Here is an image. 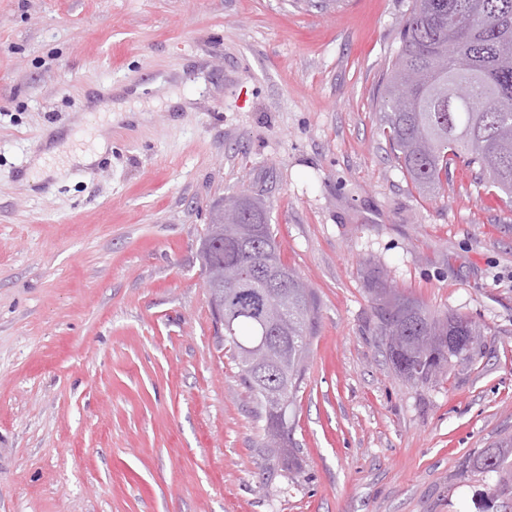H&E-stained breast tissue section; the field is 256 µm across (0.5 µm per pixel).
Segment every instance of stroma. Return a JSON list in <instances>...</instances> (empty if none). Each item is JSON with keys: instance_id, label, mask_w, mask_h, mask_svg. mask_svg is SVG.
<instances>
[{"instance_id": "obj_1", "label": "stroma", "mask_w": 512, "mask_h": 512, "mask_svg": "<svg viewBox=\"0 0 512 512\" xmlns=\"http://www.w3.org/2000/svg\"><path fill=\"white\" fill-rule=\"evenodd\" d=\"M411 7L0 0V512L512 506V460L468 463L512 434V201L459 167L422 194L395 161L378 89ZM65 132L107 149L30 174ZM243 192L318 308L286 464L216 342L199 257ZM370 267L471 318L480 348L402 379Z\"/></svg>"}]
</instances>
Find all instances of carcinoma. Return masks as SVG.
I'll return each mask as SVG.
<instances>
[{
    "label": "carcinoma",
    "mask_w": 512,
    "mask_h": 512,
    "mask_svg": "<svg viewBox=\"0 0 512 512\" xmlns=\"http://www.w3.org/2000/svg\"><path fill=\"white\" fill-rule=\"evenodd\" d=\"M400 50L381 93L382 132L401 169L424 192L442 188L457 159L475 178L512 198V0H413ZM241 229L200 251L202 263L230 270L271 263L288 272V288L243 285L210 296L216 334L235 354L256 412L265 421V448L288 460V408L305 375L317 322L313 293L298 287L284 264L263 203L244 199ZM377 335L395 371L425 385L454 358L467 357L481 331L467 317L430 312L366 270ZM224 310V321L218 311ZM512 456V437L481 449L473 466L496 472Z\"/></svg>",
    "instance_id": "carcinoma-1"
}]
</instances>
